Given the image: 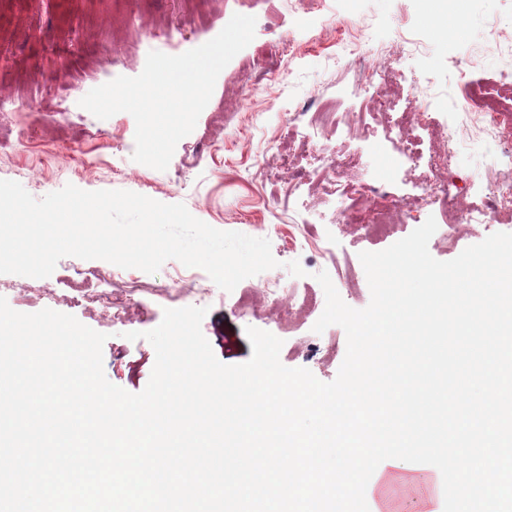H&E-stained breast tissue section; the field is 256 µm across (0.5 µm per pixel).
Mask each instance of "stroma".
Here are the masks:
<instances>
[{
	"mask_svg": "<svg viewBox=\"0 0 512 512\" xmlns=\"http://www.w3.org/2000/svg\"><path fill=\"white\" fill-rule=\"evenodd\" d=\"M256 19L255 37L220 73L212 97L192 133L181 139L166 170L133 160L118 149L134 141L136 124L126 112L101 120L79 101L91 89L119 76L139 75L150 51L179 55L213 39L234 14ZM512 44V0H0V180L20 183L34 198L73 184L85 191L127 190L166 204H185L197 219L222 231L268 239L277 268L253 276L257 311H238L213 281L205 294L187 305L206 308L201 325L216 358L223 364L247 362L253 326L282 339L281 363L303 367L323 382L333 381L345 358L347 339L337 325L315 333L316 315L285 332L268 309L265 288H314L327 272L352 308L368 306L371 294L360 252L384 250L408 236L428 217L437 230L429 252L449 261L489 232L512 233V218L492 228L451 224L440 210L417 203L422 187L433 183L429 162L438 149L435 135L443 125L460 126L476 110L458 83L493 85L512 74L501 49ZM384 63L389 81L388 118L405 128L410 98L430 95L422 132L420 160L402 162L401 139L385 140L381 126L349 134L338 130L301 151L289 144L296 112L318 111L322 100ZM336 165L323 176L324 159ZM303 163L309 177L289 187L283 166ZM391 181L411 211L394 234L378 239L364 226L376 206L357 212L345 202L360 183L376 176ZM512 179V137L496 150L466 138L451 166V197L456 208L483 207L487 184ZM315 231L320 250L308 247L302 229ZM299 262L295 276L288 263ZM103 260L65 257L46 278L0 274V296L19 312H32L24 290L40 288L41 305L75 316L104 334L103 368L108 381L131 393L147 385L155 351L143 337L156 328L173 296L183 265L166 261L153 274L133 270L113 281V293L125 299L120 319L88 311L84 303L60 301L78 273L111 270ZM355 275L359 286L346 291L343 279ZM139 332L137 340L128 335ZM442 476L422 465L414 483L397 482L386 497L398 512L431 497L442 512Z\"/></svg>",
	"mask_w": 512,
	"mask_h": 512,
	"instance_id": "stroma-1",
	"label": "stroma"
}]
</instances>
